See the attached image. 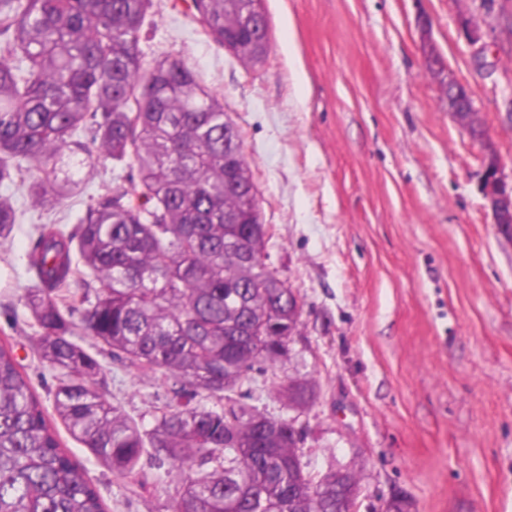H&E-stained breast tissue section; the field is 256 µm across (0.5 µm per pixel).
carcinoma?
<instances>
[{"label": "carcinoma", "instance_id": "obj_1", "mask_svg": "<svg viewBox=\"0 0 512 512\" xmlns=\"http://www.w3.org/2000/svg\"><path fill=\"white\" fill-rule=\"evenodd\" d=\"M148 4L0 0V184H25L46 207L81 193L59 177L66 157L94 152L137 170L130 186L91 198L73 227L36 224L30 236L23 301L40 328L35 350L57 371L54 413L118 477L157 455L191 472L172 512H355L356 476L308 470L292 421L244 405L225 414V392L286 354L302 305L265 263L268 228L224 104L179 58L144 69ZM190 9L233 55L266 59L268 19L253 0H192ZM21 217L0 198V238ZM77 278L85 291L70 300ZM105 352L212 406L167 404L141 430L101 391ZM285 394L303 408L314 387L291 381ZM0 512H105L2 343Z\"/></svg>", "mask_w": 512, "mask_h": 512}]
</instances>
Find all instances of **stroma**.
<instances>
[{"label":"stroma","mask_w":512,"mask_h":512,"mask_svg":"<svg viewBox=\"0 0 512 512\" xmlns=\"http://www.w3.org/2000/svg\"><path fill=\"white\" fill-rule=\"evenodd\" d=\"M151 2L145 67L179 56L223 102L259 191L270 268L303 303L286 355L233 401L295 420L313 470L352 471L356 512H385L398 492L411 512H512V243L477 190L485 143L512 173V0H264L270 50L258 65L203 33L190 0ZM451 77L487 142L449 112ZM65 173L85 193L49 213L11 188L24 217L0 243V343L48 408L54 372L21 301L29 234L74 223L136 170ZM100 361L109 400L151 429L171 381ZM291 380L315 388L303 411L288 405ZM60 436L107 512H171L184 490L167 459L143 457L127 481Z\"/></svg>","instance_id":"stroma-1"}]
</instances>
